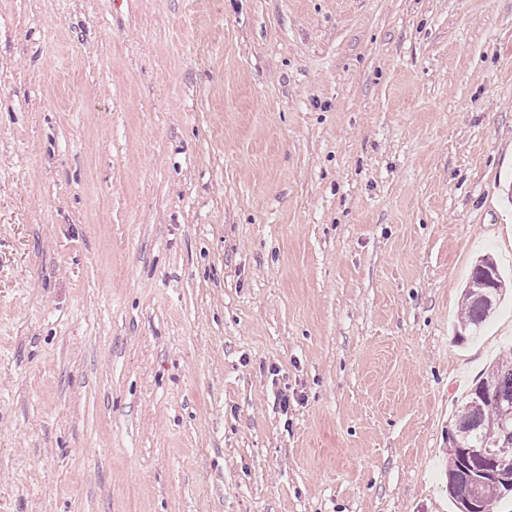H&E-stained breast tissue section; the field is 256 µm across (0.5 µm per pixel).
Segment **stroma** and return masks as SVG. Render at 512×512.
Wrapping results in <instances>:
<instances>
[{
	"mask_svg": "<svg viewBox=\"0 0 512 512\" xmlns=\"http://www.w3.org/2000/svg\"><path fill=\"white\" fill-rule=\"evenodd\" d=\"M511 183L512 0H0V512H451ZM479 262H484V267L479 266ZM505 290L494 260L489 256L478 259L463 291L457 338L476 335L494 312Z\"/></svg>",
	"mask_w": 512,
	"mask_h": 512,
	"instance_id": "obj_1",
	"label": "stroma"
}]
</instances>
